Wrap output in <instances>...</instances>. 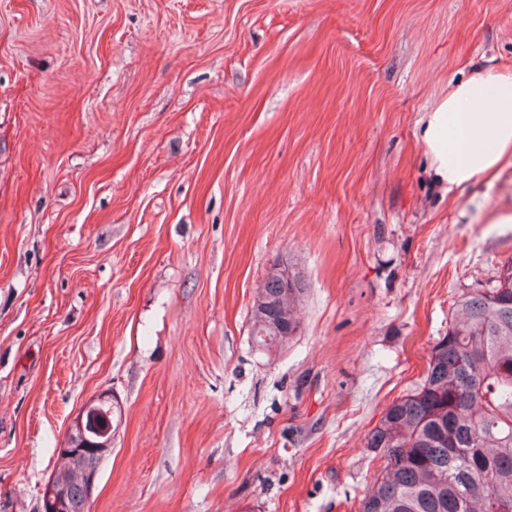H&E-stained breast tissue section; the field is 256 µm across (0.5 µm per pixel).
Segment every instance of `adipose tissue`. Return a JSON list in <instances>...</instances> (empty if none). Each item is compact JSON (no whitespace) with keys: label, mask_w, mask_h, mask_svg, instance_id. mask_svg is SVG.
<instances>
[{"label":"adipose tissue","mask_w":512,"mask_h":512,"mask_svg":"<svg viewBox=\"0 0 512 512\" xmlns=\"http://www.w3.org/2000/svg\"><path fill=\"white\" fill-rule=\"evenodd\" d=\"M422 141L445 190L497 177L512 164V68H477L449 82Z\"/></svg>","instance_id":"obj_1"}]
</instances>
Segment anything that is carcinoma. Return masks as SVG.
Returning a JSON list of instances; mask_svg holds the SVG:
<instances>
[{
  "label": "carcinoma",
  "instance_id": "carcinoma-1",
  "mask_svg": "<svg viewBox=\"0 0 512 512\" xmlns=\"http://www.w3.org/2000/svg\"><path fill=\"white\" fill-rule=\"evenodd\" d=\"M305 290L300 280L286 293L266 274L251 308L258 350L292 339ZM366 448L382 466L358 512H512V261L455 302L424 383L392 402ZM57 472L71 512H83L84 485L66 464Z\"/></svg>",
  "mask_w": 512,
  "mask_h": 512
}]
</instances>
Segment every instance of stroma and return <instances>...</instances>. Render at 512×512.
<instances>
[{"label": "stroma", "instance_id": "35a3bbf8", "mask_svg": "<svg viewBox=\"0 0 512 512\" xmlns=\"http://www.w3.org/2000/svg\"><path fill=\"white\" fill-rule=\"evenodd\" d=\"M512 0H0V512H40L85 402L92 512H357L367 433L512 260V169L450 193V79ZM299 329L255 350L273 260ZM106 401L112 404L111 409L108 403H104ZM101 405L104 412H108L109 409L110 412H112V423L109 420L106 422L104 416H99ZM97 417L102 425L106 423L104 428H101L97 424ZM121 421V408L118 403L116 405L112 403V394L107 391L98 393L89 399L79 412L77 419L81 436L79 442H72L68 437L63 448L58 449V453L60 456L79 458L85 456L86 452L84 448H95V455L99 456L101 461L104 455L111 451L112 436H114L119 428ZM113 424L115 425V429L112 426ZM85 460L92 466L97 462V458L93 454L86 455Z\"/></svg>", "mask_w": 512, "mask_h": 512}]
</instances>
